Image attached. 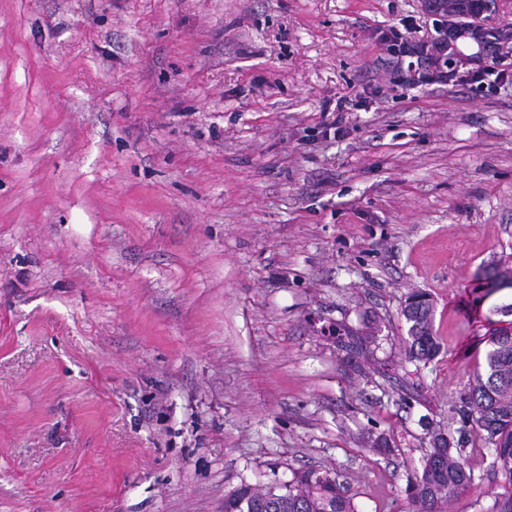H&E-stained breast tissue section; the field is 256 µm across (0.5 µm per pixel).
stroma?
Segmentation results:
<instances>
[{
  "label": "stroma",
  "mask_w": 512,
  "mask_h": 512,
  "mask_svg": "<svg viewBox=\"0 0 512 512\" xmlns=\"http://www.w3.org/2000/svg\"><path fill=\"white\" fill-rule=\"evenodd\" d=\"M428 0H0V512H408L511 324L512 85H415ZM345 99L341 112L325 104ZM441 344L408 361L406 296ZM485 512L502 479L484 443ZM283 485L273 491L244 481L224 498V512H356L328 472L295 474Z\"/></svg>",
  "instance_id": "stroma-1"
}]
</instances>
